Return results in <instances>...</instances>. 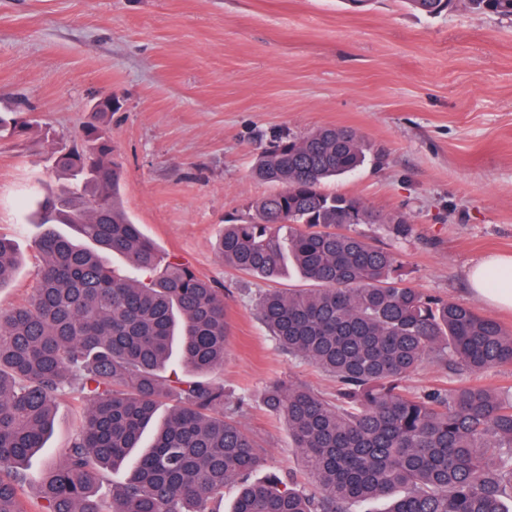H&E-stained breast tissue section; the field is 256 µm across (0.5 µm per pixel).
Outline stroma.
<instances>
[{
	"mask_svg": "<svg viewBox=\"0 0 512 512\" xmlns=\"http://www.w3.org/2000/svg\"><path fill=\"white\" fill-rule=\"evenodd\" d=\"M107 90L120 207L162 254L224 288L231 334L215 377L249 399L243 422L264 450L252 480L302 473L287 421L262 403L266 387L334 390L281 353L257 318L259 291L303 280L246 275L216 249L225 225L274 192L251 174L274 139L355 130L364 165L324 191L380 215L357 230L399 254L410 284L512 329V312L474 296L467 277L487 254L512 253V21L462 0L436 16L406 0H0V112L35 118L21 138H0V236L22 257L2 307L38 284L36 195L67 186L54 153L80 139ZM396 215L406 239L384 224ZM80 425L60 398L44 448L22 466L28 507Z\"/></svg>",
	"mask_w": 512,
	"mask_h": 512,
	"instance_id": "stroma-1",
	"label": "stroma"
}]
</instances>
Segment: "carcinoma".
<instances>
[{"mask_svg": "<svg viewBox=\"0 0 512 512\" xmlns=\"http://www.w3.org/2000/svg\"><path fill=\"white\" fill-rule=\"evenodd\" d=\"M450 2L408 0L431 16ZM466 2L512 19V0ZM28 126L0 115V134ZM364 161L349 129L273 141L252 174L282 190L251 220L225 225L217 246L243 273L269 280L291 266L312 283L257 302L279 349L336 383L331 398L294 382L263 394L305 464V480L286 484L248 481L262 456L241 421L246 396L212 379L229 336L224 290L163 256L120 208L111 148L71 146L60 169L75 190L40 201L39 286L0 309V512H29L18 464L43 447L61 397L84 421L43 473L38 512H217L230 483L238 485L231 512H346L351 501L383 498L392 499L387 512H512V393L405 385L426 361L470 374L512 364V330L411 287L397 253L350 231L379 216L321 186ZM53 224H71L77 236ZM111 253L137 276L116 274L104 259ZM21 261L0 237V286ZM175 345L188 374L166 376ZM165 400L173 405L163 427L103 510L95 489L140 447Z\"/></svg>", "mask_w": 512, "mask_h": 512, "instance_id": "1", "label": "carcinoma"}]
</instances>
